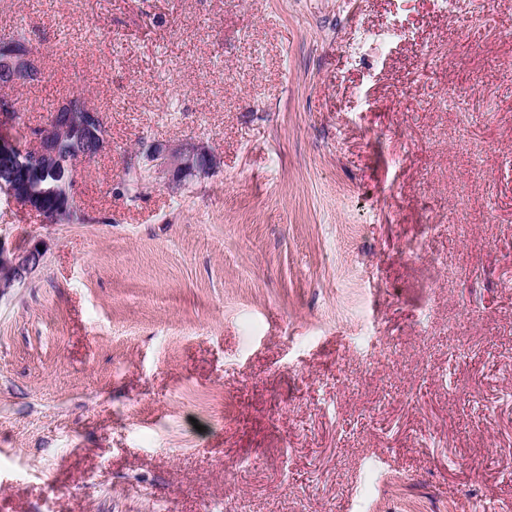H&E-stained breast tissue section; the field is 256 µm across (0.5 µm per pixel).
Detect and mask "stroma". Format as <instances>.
I'll return each instance as SVG.
<instances>
[{
	"instance_id": "1",
	"label": "stroma",
	"mask_w": 512,
	"mask_h": 512,
	"mask_svg": "<svg viewBox=\"0 0 512 512\" xmlns=\"http://www.w3.org/2000/svg\"><path fill=\"white\" fill-rule=\"evenodd\" d=\"M0 0L112 138L0 297V512H512V0ZM210 172L121 188L140 140Z\"/></svg>"
}]
</instances>
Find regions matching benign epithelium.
I'll use <instances>...</instances> for the list:
<instances>
[{
    "mask_svg": "<svg viewBox=\"0 0 512 512\" xmlns=\"http://www.w3.org/2000/svg\"><path fill=\"white\" fill-rule=\"evenodd\" d=\"M3 65L0 66V84L17 86L35 82L42 76L39 60L33 47L26 42L10 43L0 50ZM73 98L61 102L50 113L47 120L37 126L31 148L20 146L7 128L16 123L22 105L13 102L0 108V193L21 203L28 210L38 214L48 224L67 220L66 212L48 208L42 193L35 185V179L44 171L57 169L62 141L67 135L79 129L84 135V146L79 158L94 159L106 147L99 132L100 116L95 112L86 114L75 124L72 121ZM141 164L146 166L150 181L184 178L209 172L214 158L203 146L191 143L161 144L142 142L137 149ZM43 251L38 244L25 247H7L0 237V272L7 280L0 283V291L24 285L39 268Z\"/></svg>",
    "mask_w": 512,
    "mask_h": 512,
    "instance_id": "benign-epithelium-1",
    "label": "benign epithelium"
}]
</instances>
